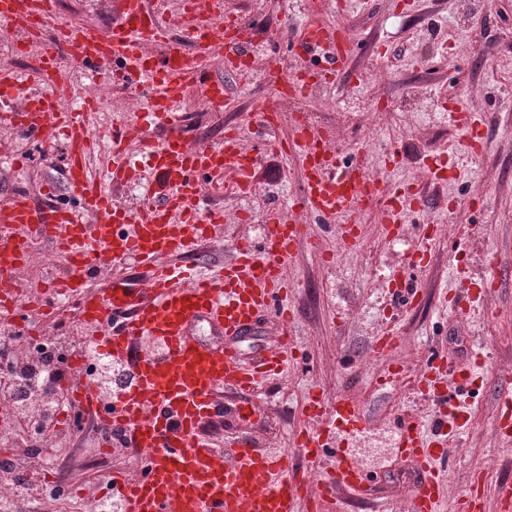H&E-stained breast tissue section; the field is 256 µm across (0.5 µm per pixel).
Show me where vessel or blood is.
Instances as JSON below:
<instances>
[{"mask_svg": "<svg viewBox=\"0 0 512 512\" xmlns=\"http://www.w3.org/2000/svg\"><path fill=\"white\" fill-rule=\"evenodd\" d=\"M25 13L36 17L31 48L41 68L34 76L0 70V125L33 141L63 139V182L78 206L39 207L22 187L9 204L0 205V225L11 230L0 238V304L22 311L37 301L71 298L88 340L133 374L132 385L110 398L85 376L77 358L70 364L75 377L64 386L78 413L94 420L102 445H109L111 431L119 429L125 448L135 454L134 472L113 473L111 480L125 512H299L306 494L301 480L289 475L294 453L309 469L321 471L320 500L336 503L358 492L367 476L343 444L363 432L366 418L342 398L307 394L312 424L296 433L291 454H271L241 439L227 455L203 432L222 413L225 388L249 393L287 368L294 314L284 301L285 267L306 233L303 221L285 219L277 210L258 244H240L220 263L200 258L213 225L224 221L222 209L205 210L208 193L222 186L228 173L235 175L238 192L249 191L257 157L232 131L215 144H191L185 85L194 81L209 101L223 100L224 83L211 76L210 50L218 44L225 61L244 60L250 45L241 35L243 22L225 14L223 0H178L180 25L173 33L149 0H117L115 18L103 30L60 21L55 0L23 5L0 0V22H9L0 25V37L18 36ZM292 45L320 58L316 64H295L291 92L299 95L311 80L343 78L358 41L352 33L322 25L302 28ZM66 52L90 81L112 74L136 89L142 102L143 123L116 120L104 131L111 148L104 181L88 173V106L59 107L60 96L74 93L61 79ZM134 138L152 173L136 209L116 198L136 178L128 155ZM287 151L308 164L298 210L336 223L341 244L354 246L361 208L369 201L382 202L386 234L404 232L403 209L371 175L367 151L344 163L329 140L302 123L293 126ZM47 232L62 263L52 289L12 287L13 272L30 258L31 241ZM107 267L113 276L106 286H91ZM270 312L281 325L278 347L243 362L239 337ZM201 322L224 335V342L200 341L195 329ZM443 401L448 410L438 421V442L428 441L412 416L397 420L396 454L420 474L403 512H440L437 448L455 439L468 410L457 396L445 395ZM495 426L502 442L511 445V391L500 397Z\"/></svg>", "mask_w": 512, "mask_h": 512, "instance_id": "obj_1", "label": "vessel or blood"}]
</instances>
